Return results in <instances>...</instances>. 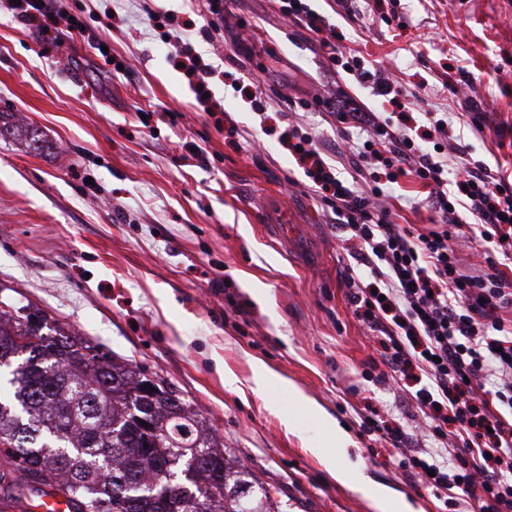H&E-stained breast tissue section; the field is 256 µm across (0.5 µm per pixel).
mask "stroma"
I'll return each mask as SVG.
<instances>
[{
    "mask_svg": "<svg viewBox=\"0 0 512 512\" xmlns=\"http://www.w3.org/2000/svg\"><path fill=\"white\" fill-rule=\"evenodd\" d=\"M103 32L96 42L40 34L0 9V300L31 305L67 331L109 348L174 386L221 440L232 465L275 489L288 512H441L388 453L359 435L368 410L414 432L405 381L378 383L375 332L349 306V250L308 180L279 142L311 134L337 176L344 95L371 111L393 105L334 75L316 40L298 37L276 0H224V35L205 40L196 0H56ZM329 15L341 43L385 71L423 111L481 103L483 134L451 132L490 168L512 172V0H358ZM185 24L192 55L213 68L219 105L199 111L166 44L168 14ZM253 51L239 62L238 43ZM270 107L253 112L249 93ZM39 129L27 148L20 125ZM413 180L385 205L394 223L424 226ZM302 224L296 244L272 230ZM265 368L268 383L253 375ZM344 433L347 444L335 443Z\"/></svg>",
    "mask_w": 512,
    "mask_h": 512,
    "instance_id": "1",
    "label": "stroma"
}]
</instances>
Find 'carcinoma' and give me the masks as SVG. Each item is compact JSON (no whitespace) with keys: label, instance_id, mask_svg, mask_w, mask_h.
Listing matches in <instances>:
<instances>
[{"label":"carcinoma","instance_id":"obj_1","mask_svg":"<svg viewBox=\"0 0 512 512\" xmlns=\"http://www.w3.org/2000/svg\"><path fill=\"white\" fill-rule=\"evenodd\" d=\"M3 366L0 503L60 488L72 512H272L177 391L112 351L0 307Z\"/></svg>","mask_w":512,"mask_h":512}]
</instances>
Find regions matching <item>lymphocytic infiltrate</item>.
<instances>
[{"mask_svg":"<svg viewBox=\"0 0 512 512\" xmlns=\"http://www.w3.org/2000/svg\"><path fill=\"white\" fill-rule=\"evenodd\" d=\"M5 8L42 32L60 25L71 33L85 30L39 0H5ZM320 46L333 66L370 86L374 96L393 94L380 71L367 69L331 37L321 38ZM337 103L339 122L363 135L355 156L370 169L374 187L359 190L338 179L310 134L292 132L288 148L334 223L361 244L344 280L349 302L385 335L383 365L394 374L421 375L407 402L435 446L408 456L410 476L435 497L459 489L479 512H512V322L501 316L512 310V277L490 256L482 265H465L457 244L461 238L484 241L512 256V181L473 158L468 146L445 149L444 118H430L419 135L352 98ZM452 175L460 185L455 196L447 190ZM382 176L391 184L402 177L419 183L428 226L389 219L376 185ZM483 375L496 382L493 397L475 385Z\"/></svg>","mask_w":512,"mask_h":512,"instance_id":"f902f5d3","label":"lymphocytic infiltrate"}]
</instances>
